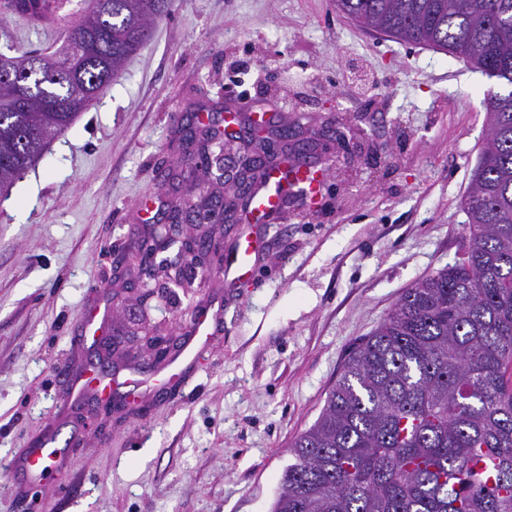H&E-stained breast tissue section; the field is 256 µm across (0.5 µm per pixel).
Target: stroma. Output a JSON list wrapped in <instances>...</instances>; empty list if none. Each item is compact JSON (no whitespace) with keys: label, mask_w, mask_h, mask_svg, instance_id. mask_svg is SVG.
Returning a JSON list of instances; mask_svg holds the SVG:
<instances>
[{"label":"stroma","mask_w":512,"mask_h":512,"mask_svg":"<svg viewBox=\"0 0 512 512\" xmlns=\"http://www.w3.org/2000/svg\"><path fill=\"white\" fill-rule=\"evenodd\" d=\"M5 20L0 50L55 46L81 17ZM472 63L357 26L335 0H177L139 51L39 161L0 193V512H26L11 459L49 432L67 438L60 393L90 359L87 311L111 304L110 363L146 360L142 336L180 334L206 300L230 299L224 333L183 393L134 413L81 410V445L39 489L42 512H270L289 448L319 416L345 360L407 288L460 258L463 201L499 91ZM250 97L334 156L319 203L287 199L257 225L253 277L225 288L224 253L248 225L212 221L223 244L184 282L140 288L117 264L151 238L154 214L227 195L207 117ZM195 117L191 175L182 130ZM152 202L150 214L137 210Z\"/></svg>","instance_id":"stroma-1"}]
</instances>
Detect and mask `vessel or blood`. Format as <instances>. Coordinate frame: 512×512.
Returning a JSON list of instances; mask_svg holds the SVG:
<instances>
[{"instance_id":"vessel-or-blood-1","label":"vessel or blood","mask_w":512,"mask_h":512,"mask_svg":"<svg viewBox=\"0 0 512 512\" xmlns=\"http://www.w3.org/2000/svg\"><path fill=\"white\" fill-rule=\"evenodd\" d=\"M323 172L321 167L294 168L288 174H274L260 184L250 201L244 223L261 220L267 213L280 206V191L289 193L308 206H315L321 195ZM262 248L259 238L252 235L242 237L237 247L227 254L224 260V280L233 284L252 275L255 260ZM109 305L99 302L84 325L86 336L93 337L104 332L109 318ZM224 328V301L213 299L209 304L199 307L193 320L187 324L185 339L178 354L165 363L151 376L145 377L130 371L106 379L97 371L77 372L70 375L68 388L62 397L65 407L74 410L90 399L92 395L117 392L128 401L138 404L146 401L152 394L169 389H181L188 386L198 370L200 355L212 344L216 334ZM82 441L80 429H72L66 444H59L56 436L47 435L37 446L24 449L13 460V468L28 482L36 483L65 464L68 450Z\"/></svg>"}]
</instances>
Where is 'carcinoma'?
<instances>
[{
	"instance_id": "obj_1",
	"label": "carcinoma",
	"mask_w": 512,
	"mask_h": 512,
	"mask_svg": "<svg viewBox=\"0 0 512 512\" xmlns=\"http://www.w3.org/2000/svg\"><path fill=\"white\" fill-rule=\"evenodd\" d=\"M40 20L63 0H21ZM174 0H91L62 46L0 52V189L95 100ZM360 27L469 61L502 91L485 99L486 147L464 201L463 257L407 289L355 347L271 512H512V0H336ZM30 61L6 72L4 60ZM494 463L475 474L477 452Z\"/></svg>"
}]
</instances>
